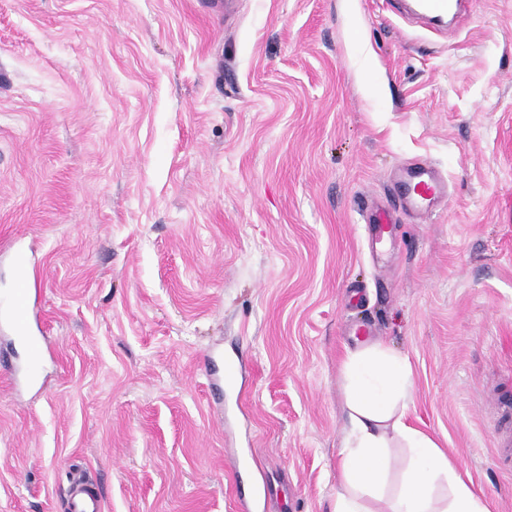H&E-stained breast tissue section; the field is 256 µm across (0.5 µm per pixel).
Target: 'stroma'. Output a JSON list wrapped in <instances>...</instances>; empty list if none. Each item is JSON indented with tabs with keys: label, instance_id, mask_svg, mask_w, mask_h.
Segmentation results:
<instances>
[{
	"label": "stroma",
	"instance_id": "stroma-1",
	"mask_svg": "<svg viewBox=\"0 0 512 512\" xmlns=\"http://www.w3.org/2000/svg\"><path fill=\"white\" fill-rule=\"evenodd\" d=\"M448 177L369 247L405 161ZM34 254L41 376L0 325V512H333L370 323L406 421L490 512L512 398V0L436 35L385 0H0V298ZM236 360L224 401L207 350ZM365 224L371 228L373 244L382 248L391 242L392 224H396L390 209L385 207H374L364 217ZM101 491L84 483L69 487L66 512H100Z\"/></svg>",
	"mask_w": 512,
	"mask_h": 512
}]
</instances>
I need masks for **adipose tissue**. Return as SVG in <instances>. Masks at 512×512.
I'll use <instances>...</instances> for the list:
<instances>
[{
	"mask_svg": "<svg viewBox=\"0 0 512 512\" xmlns=\"http://www.w3.org/2000/svg\"><path fill=\"white\" fill-rule=\"evenodd\" d=\"M348 429L339 450L335 512H489L486 502L427 435L406 423L411 394L407 357L379 344L348 351L343 363ZM404 445L410 462L396 492H389L391 448Z\"/></svg>",
	"mask_w": 512,
	"mask_h": 512,
	"instance_id": "ef3b65f1",
	"label": "adipose tissue"
}]
</instances>
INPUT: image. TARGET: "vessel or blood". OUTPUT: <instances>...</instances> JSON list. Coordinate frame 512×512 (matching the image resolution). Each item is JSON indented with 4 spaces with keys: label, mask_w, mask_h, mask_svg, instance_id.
I'll return each instance as SVG.
<instances>
[{
    "label": "vessel or blood",
    "mask_w": 512,
    "mask_h": 512,
    "mask_svg": "<svg viewBox=\"0 0 512 512\" xmlns=\"http://www.w3.org/2000/svg\"><path fill=\"white\" fill-rule=\"evenodd\" d=\"M394 11L402 16L420 20L427 28L443 31L455 25L467 9L468 0H388ZM394 200L392 208L375 207L364 221L371 228L372 242L381 247L391 240L394 222L393 209H401L412 216L430 217L439 201L448 193V181L434 167L409 163L402 166L393 178ZM17 277L15 287L0 306V311L16 335L29 336L35 316L36 298L33 294L28 269L30 258L23 248L13 252ZM101 492L84 483L71 484L66 512H100Z\"/></svg>",
    "instance_id": "vessel-or-blood-1"
}]
</instances>
